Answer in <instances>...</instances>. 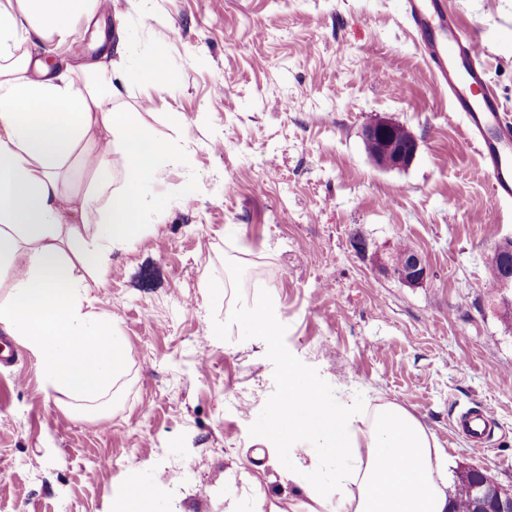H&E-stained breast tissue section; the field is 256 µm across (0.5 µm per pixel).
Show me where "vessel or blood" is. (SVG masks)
Returning a JSON list of instances; mask_svg holds the SVG:
<instances>
[{
  "label": "vessel or blood",
  "instance_id": "obj_1",
  "mask_svg": "<svg viewBox=\"0 0 512 512\" xmlns=\"http://www.w3.org/2000/svg\"><path fill=\"white\" fill-rule=\"evenodd\" d=\"M406 14L436 87L447 90L452 111L461 114L483 159L492 205L512 200V116L488 88L484 43L462 31L457 12L445 0H406ZM457 426L476 445L484 444L488 423L483 413H463Z\"/></svg>",
  "mask_w": 512,
  "mask_h": 512
}]
</instances>
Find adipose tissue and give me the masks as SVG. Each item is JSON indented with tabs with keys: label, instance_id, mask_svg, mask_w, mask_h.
Wrapping results in <instances>:
<instances>
[{
	"label": "adipose tissue",
	"instance_id": "1",
	"mask_svg": "<svg viewBox=\"0 0 512 512\" xmlns=\"http://www.w3.org/2000/svg\"><path fill=\"white\" fill-rule=\"evenodd\" d=\"M99 5L0 0V276L8 279L0 325L39 359L46 390L83 410L111 401L125 345L88 299L82 269L105 280L113 253L146 231L141 187L188 137L179 113L170 115L173 138L161 142L123 106L131 78L158 92L168 84L154 60H130L124 43L118 63L77 76L51 72L27 50L34 39H65ZM293 378L285 367L270 434L299 448L319 440L336 453L333 482L310 487L307 512H324L330 494L336 512H448V457L419 419L394 402L315 405Z\"/></svg>",
	"mask_w": 512,
	"mask_h": 512
}]
</instances>
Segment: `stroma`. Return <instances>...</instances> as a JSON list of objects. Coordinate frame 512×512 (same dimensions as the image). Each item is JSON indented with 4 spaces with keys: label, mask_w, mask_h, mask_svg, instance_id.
Masks as SVG:
<instances>
[{
    "label": "stroma",
    "mask_w": 512,
    "mask_h": 512,
    "mask_svg": "<svg viewBox=\"0 0 512 512\" xmlns=\"http://www.w3.org/2000/svg\"><path fill=\"white\" fill-rule=\"evenodd\" d=\"M479 36L487 80L512 112V0H450ZM153 56L166 91L123 92L157 140L182 113L191 139L143 192L148 231L114 253L88 297L126 345L125 384L96 412L59 405L24 347L0 366V512H118L128 485L148 512H301L305 466H336L323 442L268 440L284 365L328 407L393 401L445 449L448 481L476 469L512 487V290L488 267L512 238V204L490 184L448 94L436 90L404 0H113L78 21L57 71ZM416 138L413 162L377 168L365 128ZM425 280L390 273L400 247ZM265 310L272 341L227 305ZM472 407L489 448L454 428Z\"/></svg>",
    "instance_id": "stroma-1"
}]
</instances>
